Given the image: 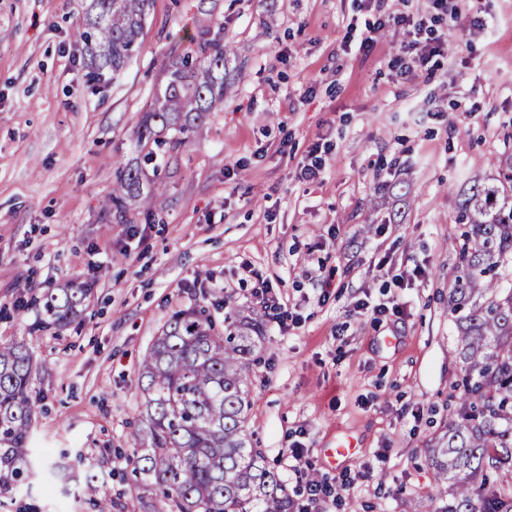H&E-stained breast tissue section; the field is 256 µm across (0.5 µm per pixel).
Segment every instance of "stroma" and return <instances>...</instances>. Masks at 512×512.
Here are the masks:
<instances>
[{
	"label": "stroma",
	"instance_id": "stroma-1",
	"mask_svg": "<svg viewBox=\"0 0 512 512\" xmlns=\"http://www.w3.org/2000/svg\"><path fill=\"white\" fill-rule=\"evenodd\" d=\"M453 5L455 20L433 23L443 54L400 76L390 60L408 30L375 23L427 0H150L139 54L92 84L85 0H0V343L32 355L42 471L0 512L144 493L126 462L141 360L198 309L219 331L226 313L256 314L248 428L291 494L345 473L335 512H433L425 450L456 416L463 369L448 312L458 194L512 152V0ZM200 38L224 44V101L182 144L166 131L160 170L144 171L163 178L164 203L143 194L115 213L113 163L140 162L138 122ZM316 155L319 184L299 176ZM261 278L287 301L288 330L254 295ZM70 283L90 285L85 311L35 330L44 293ZM362 300L400 311L375 321ZM339 441L354 454L328 456Z\"/></svg>",
	"mask_w": 512,
	"mask_h": 512
}]
</instances>
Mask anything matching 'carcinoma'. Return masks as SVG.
Instances as JSON below:
<instances>
[{
	"label": "carcinoma",
	"instance_id": "1",
	"mask_svg": "<svg viewBox=\"0 0 512 512\" xmlns=\"http://www.w3.org/2000/svg\"><path fill=\"white\" fill-rule=\"evenodd\" d=\"M149 0H86L84 45L90 80L118 76L139 50ZM224 101V44L217 39L173 60L137 129L182 135ZM105 199L119 213L140 196L141 168L115 163ZM458 263L448 272V308L462 374L456 419L426 449L441 506L434 512H512V153L498 178L475 180L459 201ZM89 289L46 292L44 315L66 326ZM217 331L203 311L178 314L140 365L144 415L130 427L133 472L155 491L130 494L123 512H293L294 498L252 446L249 366L262 336L249 320L224 317ZM32 362L18 342L0 343V494L29 482L36 401Z\"/></svg>",
	"mask_w": 512,
	"mask_h": 512
}]
</instances>
